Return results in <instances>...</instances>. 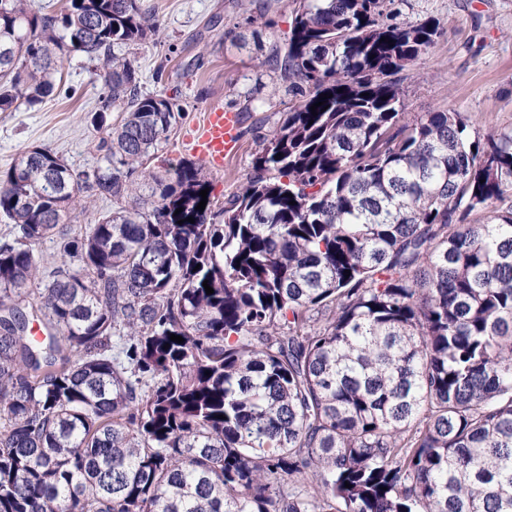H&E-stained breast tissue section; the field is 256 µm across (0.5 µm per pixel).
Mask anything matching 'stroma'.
Returning a JSON list of instances; mask_svg holds the SVG:
<instances>
[{
    "label": "stroma",
    "mask_w": 512,
    "mask_h": 512,
    "mask_svg": "<svg viewBox=\"0 0 512 512\" xmlns=\"http://www.w3.org/2000/svg\"><path fill=\"white\" fill-rule=\"evenodd\" d=\"M160 29L127 56L138 67L144 91L174 98L183 116L147 166L174 169L190 153L185 141L205 112L221 106L239 113L240 150L223 168L204 167L216 200L235 193L252 171L260 140L295 102L273 71L272 48L287 37L286 0H141ZM401 20H436L434 45L394 77L406 118L425 112L461 113L480 133L512 128V0H394ZM165 65L162 81L153 72ZM73 97L47 100L39 111L0 112V169L40 146L71 166L93 165L100 139L90 123L102 82L96 64L81 55L64 60Z\"/></svg>",
    "instance_id": "stroma-1"
}]
</instances>
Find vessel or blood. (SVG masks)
<instances>
[{
	"label": "vessel or blood",
	"instance_id": "vessel-or-blood-1",
	"mask_svg": "<svg viewBox=\"0 0 512 512\" xmlns=\"http://www.w3.org/2000/svg\"><path fill=\"white\" fill-rule=\"evenodd\" d=\"M239 115L220 108L206 112L203 125L189 150L206 163L223 166L225 157L235 155L239 143Z\"/></svg>",
	"mask_w": 512,
	"mask_h": 512
}]
</instances>
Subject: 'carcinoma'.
Wrapping results in <instances>:
<instances>
[{"label": "carcinoma", "instance_id": "carcinoma-1", "mask_svg": "<svg viewBox=\"0 0 512 512\" xmlns=\"http://www.w3.org/2000/svg\"><path fill=\"white\" fill-rule=\"evenodd\" d=\"M390 4L295 0L300 100L200 211L202 164L144 166L182 108L115 53L141 0H0V112L82 54L107 130L91 167L0 170V512H512V129L404 119L387 77L439 24ZM89 194L112 209L60 222ZM46 241L76 269L38 278Z\"/></svg>", "mask_w": 512, "mask_h": 512}]
</instances>
